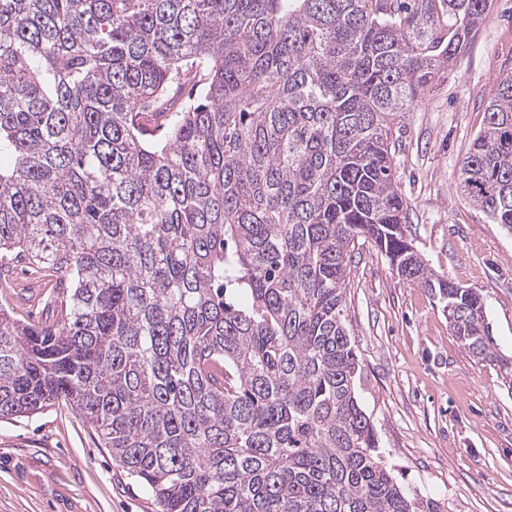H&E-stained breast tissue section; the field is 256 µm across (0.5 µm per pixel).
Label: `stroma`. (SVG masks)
I'll return each instance as SVG.
<instances>
[{"mask_svg":"<svg viewBox=\"0 0 512 512\" xmlns=\"http://www.w3.org/2000/svg\"><path fill=\"white\" fill-rule=\"evenodd\" d=\"M512 75V0H492L467 51L407 112L395 135V179L410 206L409 238L438 275L481 292L498 353L512 358V233L466 199L460 163ZM346 325L355 389L379 461L403 494L440 512H512V385L472 357L443 303L398 275L371 245L355 248ZM0 307L44 322L57 279L20 263ZM0 512H158L152 493L102 448L69 405L0 421Z\"/></svg>","mask_w":512,"mask_h":512,"instance_id":"obj_1","label":"stroma"}]
</instances>
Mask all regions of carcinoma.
<instances>
[{"label":"carcinoma","instance_id":"carcinoma-1","mask_svg":"<svg viewBox=\"0 0 512 512\" xmlns=\"http://www.w3.org/2000/svg\"><path fill=\"white\" fill-rule=\"evenodd\" d=\"M490 0H0V418L76 410L160 512H438L375 460L346 327L371 242L512 376L483 296L407 238L394 127ZM512 232V76L461 167ZM58 279L32 265L17 264L8 279L13 288H0V306L22 322H44L48 314L47 306L51 302L49 318H52V311L57 305L54 301L61 296L56 288ZM24 286L29 288L21 293Z\"/></svg>","mask_w":512,"mask_h":512}]
</instances>
